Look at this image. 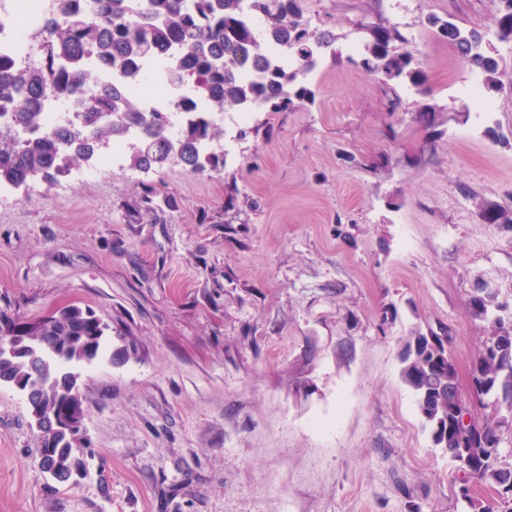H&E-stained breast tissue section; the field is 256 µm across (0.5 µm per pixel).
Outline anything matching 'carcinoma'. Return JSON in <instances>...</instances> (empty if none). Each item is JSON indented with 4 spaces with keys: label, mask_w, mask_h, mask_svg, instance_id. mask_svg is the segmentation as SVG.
Here are the masks:
<instances>
[{
    "label": "carcinoma",
    "mask_w": 512,
    "mask_h": 512,
    "mask_svg": "<svg viewBox=\"0 0 512 512\" xmlns=\"http://www.w3.org/2000/svg\"><path fill=\"white\" fill-rule=\"evenodd\" d=\"M84 0H51L48 17L37 31L46 47L35 69L21 68L0 54V102L10 115L0 123V184L20 185L40 179L52 184L80 163L91 164L102 154L100 145L139 133L129 146L131 165L156 170L175 164L191 172L213 168L224 155H206L210 142L224 140V126L208 115L230 109L247 111L259 101L264 112H292L314 92L303 77L325 54L336 55L335 36L311 25L308 0H94L92 12ZM494 36L512 44V0H499ZM262 17L275 36L280 52L296 57L298 70L281 66L265 39L249 27L247 13ZM428 24L451 43L466 66L485 75L488 90L498 88L499 58L484 32L463 29L453 18L436 15ZM358 64L385 85L386 106L395 112L402 104L398 86L409 83L426 90V75L413 38L394 24L361 25ZM170 52L160 59L163 77L173 85L189 86L193 95L174 103L184 119L178 138L180 158L169 155L171 114L147 112L132 90L143 81V60L154 50ZM114 74L105 81L103 71ZM72 102L77 122L54 129L43 123L46 104ZM474 319L483 323L481 347L472 362L471 393L488 410L483 420L472 413L459 389L450 339L415 329L401 354V377L415 396L423 425L448 431L447 439H433L449 449L459 464L466 493L461 501L475 507L472 483L491 491L479 512H512V490L503 491L512 464L500 449L504 430L512 431V323L504 321L502 303L491 288H476L470 296ZM15 337L14 351L0 353V386L24 392L38 430V461L43 472L66 485L83 470L81 450L69 434L41 430L43 421L65 415L86 416V398L70 370L72 365L113 358L108 324L93 311L68 305L37 322L0 319V340Z\"/></svg>",
    "instance_id": "obj_1"
}]
</instances>
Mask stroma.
Wrapping results in <instances>:
<instances>
[{
    "label": "stroma",
    "instance_id": "obj_1",
    "mask_svg": "<svg viewBox=\"0 0 512 512\" xmlns=\"http://www.w3.org/2000/svg\"><path fill=\"white\" fill-rule=\"evenodd\" d=\"M498 0H312L337 57L314 103L227 125L224 164L122 163L0 196V315L77 304L113 360L82 366L89 475L54 482L0 386V512H460L458 468L401 377L412 327L453 338L461 388L479 280L512 306V48L492 115L431 15L494 31ZM412 36L426 93L387 111L351 62L358 23ZM160 202L147 209L143 185Z\"/></svg>",
    "mask_w": 512,
    "mask_h": 512
}]
</instances>
